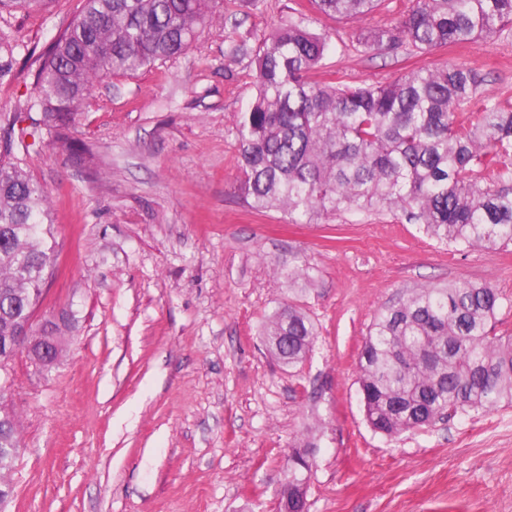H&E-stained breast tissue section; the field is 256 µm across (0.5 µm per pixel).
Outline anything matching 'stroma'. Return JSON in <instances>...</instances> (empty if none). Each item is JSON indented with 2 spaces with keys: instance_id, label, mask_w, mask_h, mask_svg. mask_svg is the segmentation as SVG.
<instances>
[{
  "instance_id": "stroma-1",
  "label": "stroma",
  "mask_w": 512,
  "mask_h": 512,
  "mask_svg": "<svg viewBox=\"0 0 512 512\" xmlns=\"http://www.w3.org/2000/svg\"><path fill=\"white\" fill-rule=\"evenodd\" d=\"M367 23L321 17L332 45L310 80L392 81L463 62L480 96L512 106V30L417 52L356 42ZM85 0L0 13V37L45 43ZM307 0H224L183 55L94 84L72 132L17 151L49 192L57 268L36 318L63 316L64 356L10 362L21 452L5 512H275L287 461L305 451L309 512H512V406L458 414L394 437L367 424L358 356L375 314L413 289L489 282L496 332L512 334V246L459 250L377 211L293 224L252 211L239 189L235 125L254 88L226 55L225 17L256 33L300 20ZM307 263V279L286 273ZM317 336L279 363L261 333L281 305Z\"/></svg>"
}]
</instances>
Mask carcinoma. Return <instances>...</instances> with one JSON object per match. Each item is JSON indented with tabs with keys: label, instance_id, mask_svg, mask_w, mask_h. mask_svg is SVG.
Returning <instances> with one entry per match:
<instances>
[{
	"label": "carcinoma",
	"instance_id": "obj_1",
	"mask_svg": "<svg viewBox=\"0 0 512 512\" xmlns=\"http://www.w3.org/2000/svg\"><path fill=\"white\" fill-rule=\"evenodd\" d=\"M54 0H0V12H40ZM330 18L362 22L385 0H310ZM217 0H86L82 13L44 48L0 41V80L18 55L41 60L29 114L0 111V356L52 275L57 252L48 191L4 161L39 127L67 140L93 84L186 53L215 20ZM512 25V0H408L394 25L358 43L429 51L491 38ZM235 33L229 52L249 59L255 94L236 122L240 190L255 212L283 211L316 224L343 210L401 214L435 240L488 251L512 245V108L479 97L481 79L464 63L424 66L387 84L310 82L332 35L284 21L255 48ZM38 109L41 118L30 111ZM33 129H16L24 119ZM501 305L489 283L423 287L375 316L359 356L367 423L392 437L461 413L512 404V335L492 320ZM288 337L282 364L305 361L316 336L294 305L271 316L265 340ZM0 383V448L19 447ZM282 495L307 487V458L291 457Z\"/></svg>",
	"mask_w": 512,
	"mask_h": 512
}]
</instances>
